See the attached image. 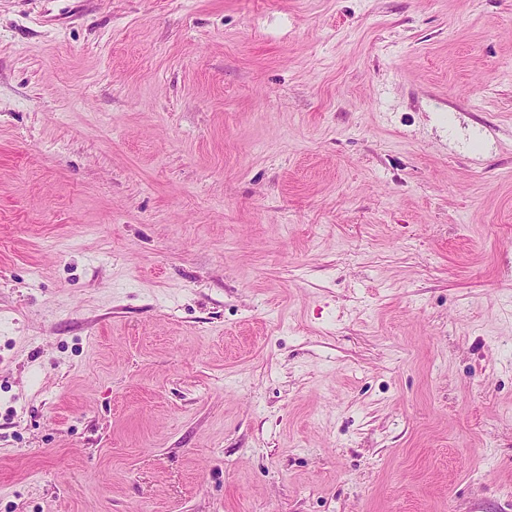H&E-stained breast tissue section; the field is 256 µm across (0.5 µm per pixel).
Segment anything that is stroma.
<instances>
[{"label": "stroma", "mask_w": 512, "mask_h": 512, "mask_svg": "<svg viewBox=\"0 0 512 512\" xmlns=\"http://www.w3.org/2000/svg\"><path fill=\"white\" fill-rule=\"evenodd\" d=\"M0 512H512V0H0Z\"/></svg>", "instance_id": "obj_1"}]
</instances>
